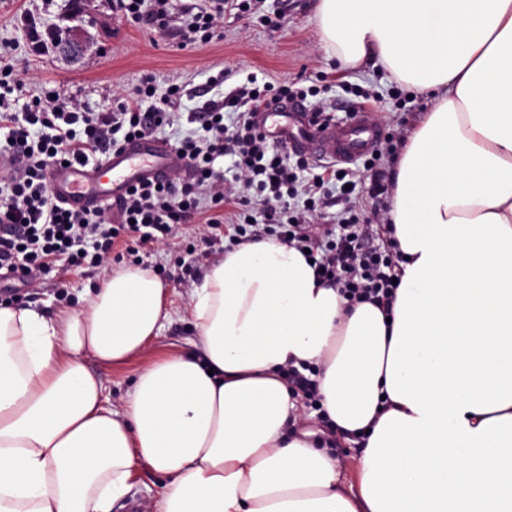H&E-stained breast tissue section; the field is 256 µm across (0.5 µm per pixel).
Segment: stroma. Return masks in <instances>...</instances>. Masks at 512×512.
<instances>
[{
    "label": "stroma",
    "mask_w": 512,
    "mask_h": 512,
    "mask_svg": "<svg viewBox=\"0 0 512 512\" xmlns=\"http://www.w3.org/2000/svg\"><path fill=\"white\" fill-rule=\"evenodd\" d=\"M21 8L57 26L58 40L48 54H30L25 32L12 21ZM264 8L268 14L282 15L281 28L262 26L246 15L228 14L219 38L201 45L158 39L148 28L113 14L112 0H0V43H11L15 65L31 86L77 96L97 111L115 107L149 74L161 90L173 82L186 86L188 94L174 124L155 132L156 138L169 143L188 135L201 136L199 124L188 122V113L198 111L204 101L223 99L251 72L278 82H312L319 75H328L336 85L326 94V103L339 118L349 116L353 109L351 95L341 87L345 81L378 95L373 119L382 126L415 128L429 110L431 100L426 96L402 103L399 83L383 68H346L327 58L313 22L314 0H265ZM227 244L224 237L207 239L202 225L190 223L183 227L179 247L159 242L140 250V265L173 289L179 311L137 358L105 366L86 357L113 409L122 408L136 376L156 357L193 351L197 330L185 306L206 267L190 266L186 250L206 251L216 260L223 256ZM104 276L99 268L58 265L36 281L0 283V304L30 307L49 317L62 306H78L86 290L96 287Z\"/></svg>",
    "instance_id": "35a3bbf8"
}]
</instances>
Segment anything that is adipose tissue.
I'll return each instance as SVG.
<instances>
[{
    "mask_svg": "<svg viewBox=\"0 0 512 512\" xmlns=\"http://www.w3.org/2000/svg\"><path fill=\"white\" fill-rule=\"evenodd\" d=\"M327 57L433 103L398 160L391 315L349 305L274 238L192 288L197 353L142 369L122 410L85 355H141L175 310L150 270L111 271L48 317L0 305V512H112L139 466L159 512H512V0H316ZM310 367L361 438L357 487L288 431Z\"/></svg>",
    "mask_w": 512,
    "mask_h": 512,
    "instance_id": "1",
    "label": "adipose tissue"
}]
</instances>
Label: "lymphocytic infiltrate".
Listing matches in <instances>:
<instances>
[{
  "instance_id": "1",
  "label": "lymphocytic infiltrate",
  "mask_w": 512,
  "mask_h": 512,
  "mask_svg": "<svg viewBox=\"0 0 512 512\" xmlns=\"http://www.w3.org/2000/svg\"><path fill=\"white\" fill-rule=\"evenodd\" d=\"M261 2L209 0L189 32L194 41L209 43L225 14L239 16ZM112 9L161 37L175 34L170 0H112ZM315 94L312 86L262 84L251 75L223 100L205 102L193 115L204 138L186 136L174 144L184 171L134 188L113 218L104 209L63 208L49 190L50 167L59 161L99 160L109 150L172 124L183 96L181 85L169 84L161 93L147 76L115 109L93 112L54 89L28 93L13 65L0 66V154L13 160L0 173V271L29 281L60 259L101 267L116 246L135 255L156 242L179 239L183 224L198 219L211 238L232 226L233 245L264 233L308 250L319 280L336 285L349 301L368 302L390 313L402 256L387 215L379 217L384 224L381 242L372 243L370 225L360 221L363 207L351 187L352 172L333 165L310 172L307 158L272 144L252 121L253 112L270 100L304 101ZM14 98L22 100L20 110H11ZM406 141L405 130L387 132L382 148L364 160L371 173V198L388 195L384 168L397 162ZM223 156L234 159V183H225L213 167ZM333 197L343 205L336 229L314 231L313 220Z\"/></svg>"
}]
</instances>
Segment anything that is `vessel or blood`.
Returning <instances> with one entry per match:
<instances>
[{
	"mask_svg": "<svg viewBox=\"0 0 512 512\" xmlns=\"http://www.w3.org/2000/svg\"><path fill=\"white\" fill-rule=\"evenodd\" d=\"M255 119L263 134L288 150L330 157L343 164L371 151L380 136L379 126L366 115L344 125L317 122L297 99L270 102ZM181 165L172 145L146 136L122 151L107 152L90 165L56 163L49 171L48 183L55 198L67 207H115L129 189L164 178Z\"/></svg>",
	"mask_w": 512,
	"mask_h": 512,
	"instance_id": "1",
	"label": "vessel or blood"
}]
</instances>
